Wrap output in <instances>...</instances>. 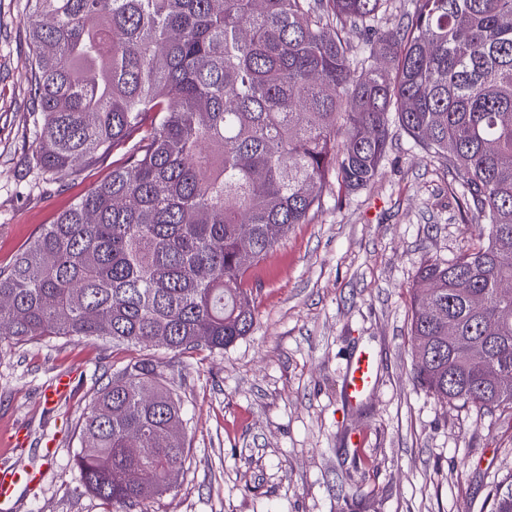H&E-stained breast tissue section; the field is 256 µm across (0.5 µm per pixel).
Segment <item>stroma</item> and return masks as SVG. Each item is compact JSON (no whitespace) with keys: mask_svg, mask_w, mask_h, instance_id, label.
Returning <instances> with one entry per match:
<instances>
[{"mask_svg":"<svg viewBox=\"0 0 512 512\" xmlns=\"http://www.w3.org/2000/svg\"><path fill=\"white\" fill-rule=\"evenodd\" d=\"M26 0H0V265L41 225L108 180L122 150L57 178L32 162ZM444 160L393 130L380 177L330 188L251 271L256 323L224 350L176 355L82 336L19 343L0 335V463L41 469L13 512H489L512 473V418L441 403L411 380L409 289L433 258L475 233ZM371 351L372 393L348 404L343 374ZM149 359L179 393L187 458L176 485L140 506L105 503L73 464L72 431L95 391ZM71 390L53 407L46 388Z\"/></svg>","mask_w":512,"mask_h":512,"instance_id":"35a3bbf8","label":"stroma"}]
</instances>
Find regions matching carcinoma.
Returning <instances> with one entry per match:
<instances>
[{"label":"carcinoma","instance_id":"cac0c4a2","mask_svg":"<svg viewBox=\"0 0 512 512\" xmlns=\"http://www.w3.org/2000/svg\"><path fill=\"white\" fill-rule=\"evenodd\" d=\"M389 4L27 0L39 166L62 177L128 150L0 266V333L177 354L232 345L256 321L247 272L331 184L379 177L395 123L448 163L479 227L476 245L427 261L410 288L411 378L512 416V386L485 385L489 371L512 375V298L498 293L512 283V0H414L379 29ZM183 423L158 366L128 363L79 426L85 488L125 505L170 489ZM490 501L512 512V475Z\"/></svg>","mask_w":512,"mask_h":512}]
</instances>
